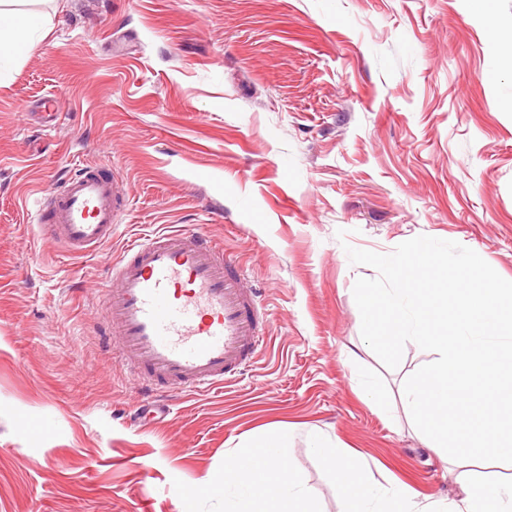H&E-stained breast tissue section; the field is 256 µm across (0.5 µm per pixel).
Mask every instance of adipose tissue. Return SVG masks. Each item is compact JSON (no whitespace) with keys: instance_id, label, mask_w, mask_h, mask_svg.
Segmentation results:
<instances>
[{"instance_id":"ef3b65f1","label":"adipose tissue","mask_w":512,"mask_h":512,"mask_svg":"<svg viewBox=\"0 0 512 512\" xmlns=\"http://www.w3.org/2000/svg\"><path fill=\"white\" fill-rule=\"evenodd\" d=\"M31 2L0 0V78L28 52L34 35H47L52 28L51 15L31 10ZM291 438V428L278 422L226 457L224 512H319L300 473L284 462ZM311 447L336 480L344 512H418L403 487L372 480L356 458L325 437L314 436ZM457 481L464 495L451 502L448 512H512V479L464 470Z\"/></svg>"}]
</instances>
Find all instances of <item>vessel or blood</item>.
<instances>
[{
  "instance_id": "vessel-or-blood-1",
  "label": "vessel or blood",
  "mask_w": 512,
  "mask_h": 512,
  "mask_svg": "<svg viewBox=\"0 0 512 512\" xmlns=\"http://www.w3.org/2000/svg\"><path fill=\"white\" fill-rule=\"evenodd\" d=\"M127 197L115 177L87 164L51 192L40 230L74 256L110 241ZM101 315L127 370L149 402L223 389L261 350L267 329L256 289L222 245L203 233L164 226L135 238L108 267Z\"/></svg>"
}]
</instances>
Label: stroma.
Returning a JSON list of instances; mask_svg holds the SVG:
<instances>
[{"instance_id": "stroma-1", "label": "stroma", "mask_w": 512, "mask_h": 512, "mask_svg": "<svg viewBox=\"0 0 512 512\" xmlns=\"http://www.w3.org/2000/svg\"><path fill=\"white\" fill-rule=\"evenodd\" d=\"M54 27L0 81V512H224L183 498L276 421L322 512L344 502L321 434L422 505L459 471L361 335L346 247L458 242L512 281V0H34ZM57 100L43 125L44 97ZM90 162L130 197L111 243L66 255L38 228ZM152 225L221 242L268 304L271 338L221 392L138 419L137 384L97 327L109 263ZM372 381L390 415L366 400ZM27 430H20L21 420Z\"/></svg>"}]
</instances>
